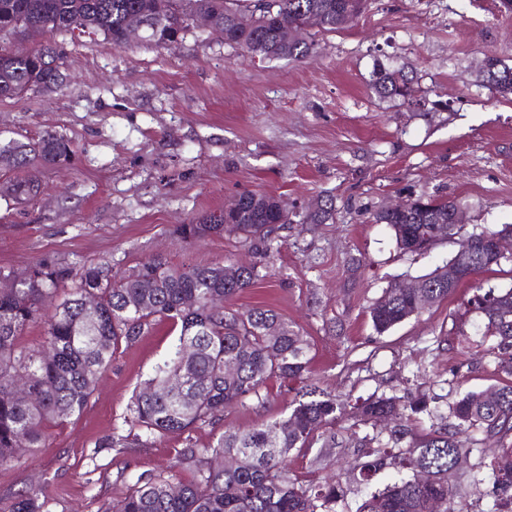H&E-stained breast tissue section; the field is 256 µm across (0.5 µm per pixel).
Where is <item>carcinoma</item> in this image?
<instances>
[{
  "label": "carcinoma",
  "instance_id": "cac0c4a2",
  "mask_svg": "<svg viewBox=\"0 0 512 512\" xmlns=\"http://www.w3.org/2000/svg\"><path fill=\"white\" fill-rule=\"evenodd\" d=\"M146 0H0V100L34 91H51L65 80L63 47L53 41L57 34L73 38L101 36L116 48L126 47L128 19L139 13ZM166 19L150 21L144 40L157 46L185 34L202 14L213 34L224 44L262 59H303L311 56L318 34L346 28L353 15H361L366 0H162ZM258 16L249 32L238 30L239 15ZM304 30L299 37L285 38L284 30ZM21 35L36 43L30 54L11 53L12 40ZM483 70L489 88L512 94V67L493 57ZM383 98L411 96V79L402 71H379L372 84ZM72 153L70 144L56 133L34 142L0 145V165L25 168L35 160L57 163ZM41 184L29 176L16 181L12 192L27 200L40 194ZM458 204L448 199H417L403 211L384 210L374 221L387 225L399 248L413 251L422 244L450 235ZM289 222L288 206L269 196L245 193L228 207L203 214L184 224L185 239L233 234L257 254L268 255L276 225ZM512 233V225L484 228L470 234L466 256L470 279L500 266L487 259L483 236ZM220 262L173 265L154 257L128 274L116 276L106 264H90L75 279L62 263H37L29 276L18 280L0 268V466L20 463L17 448H46L53 426L79 415L98 380L106 372L114 352L129 346L167 322L178 337L157 363L146 386L136 392L124 416L134 440L152 444L174 432H186L224 420V407L246 398L262 399L261 390L273 380L303 381L310 362V343L300 329L265 306L246 311H215L216 301L242 293L260 279L253 264L238 275L228 274ZM429 285L433 302L454 293L448 281L432 273L420 277ZM63 293L47 315V301ZM95 297L90 313L87 296ZM418 292L396 283L372 302L367 314L375 332L384 334L415 312ZM487 321L486 333L498 338L489 349L495 367L512 376V289H489L469 300ZM44 324L41 347L20 342L24 330ZM235 364V374L224 364ZM23 383L29 396L15 395ZM498 400L489 404L483 393L471 392L452 406L455 421L431 430L416 445L401 443L413 432L407 422L417 407L401 396L378 397L356 407L364 424L380 419L394 422L386 435L363 437L368 460L357 464L360 476L391 468L399 476L366 496L355 512H461L454 507V490L448 470L458 456L472 453L473 435L502 442L512 432V383L497 387ZM295 403L287 417L261 427H229L206 448L188 444L176 451L167 476L142 473L126 493L104 512H333L330 504L339 497L338 485L308 483L288 468L294 449L311 448L317 442L330 448L340 408L325 392ZM216 456L232 459L223 469L211 467ZM189 469L186 481L179 472ZM426 470L432 480L423 484L418 474ZM407 471L413 477L402 475ZM494 500L485 512H512V444L501 448L488 466ZM10 512H49L41 490L19 497Z\"/></svg>",
  "mask_w": 512,
  "mask_h": 512
}]
</instances>
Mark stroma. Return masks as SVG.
Segmentation results:
<instances>
[{
    "instance_id": "1",
    "label": "stroma",
    "mask_w": 512,
    "mask_h": 512,
    "mask_svg": "<svg viewBox=\"0 0 512 512\" xmlns=\"http://www.w3.org/2000/svg\"><path fill=\"white\" fill-rule=\"evenodd\" d=\"M305 60L258 59L185 36L159 47L119 49L97 39L66 47L69 79L51 92L0 100V142H28L51 130L72 141L64 162L0 169V267L18 273L41 261L79 268L107 263L130 272L160 256L170 263H259L254 288L226 300L230 309H274L312 345L307 376L342 408L321 469L299 453L288 467L303 480L339 483L336 512H354L390 481H362L353 439L377 428L357 421L356 400L426 395L413 416L422 436L432 408L449 414L469 391L500 385L477 312L475 290L455 294L384 334L366 313L392 284L448 261L455 243L424 253L400 250L372 214L411 197L451 198L465 231L512 224V95L489 89L481 63L492 53L512 66V12L501 0H369L351 27L318 35ZM412 80L411 100L379 97L380 70ZM34 175L40 195L27 203L13 180ZM255 192L288 205L278 249L258 258L232 236L182 238L180 225ZM331 202L332 220L305 223ZM176 335L169 324L112 356L80 416L55 428L49 447L0 468V512L28 489L49 512H104L144 472L169 471L177 449L207 447L226 426L257 427L284 418L296 399L272 382L263 401L224 410L223 423L174 433L149 445L108 447L133 393L150 378Z\"/></svg>"
}]
</instances>
